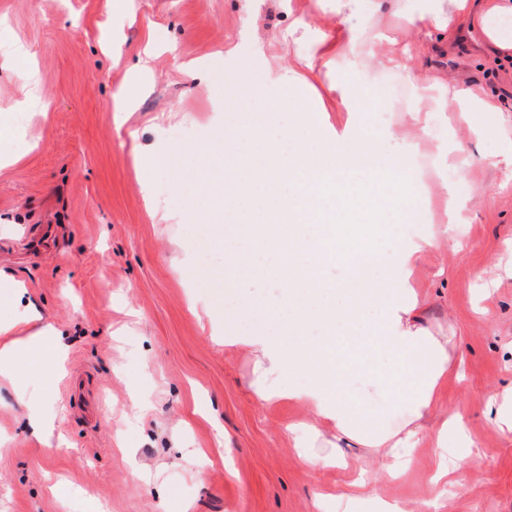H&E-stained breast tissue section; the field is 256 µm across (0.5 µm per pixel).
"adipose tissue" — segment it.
I'll use <instances>...</instances> for the list:
<instances>
[{
	"instance_id": "1",
	"label": "adipose tissue",
	"mask_w": 512,
	"mask_h": 512,
	"mask_svg": "<svg viewBox=\"0 0 512 512\" xmlns=\"http://www.w3.org/2000/svg\"><path fill=\"white\" fill-rule=\"evenodd\" d=\"M510 18L512 0H427L409 18L407 31L420 43L433 32H446L450 22H478L494 50L512 51V39L490 25ZM373 41L374 50L367 52L344 28L336 30L338 48L371 82L381 67L375 50L392 39L379 32ZM336 91L348 107L341 129L317 122L296 101L287 104L292 121L279 137H272L263 112L241 113L224 129L231 141L237 129L247 130L251 143L224 183V216L228 223L251 226L244 259L282 288L279 322L249 319L243 343L263 357L259 400L312 407L315 422L293 429L308 466H336L335 454L310 450L329 426L337 437L387 450L394 459L390 475L398 479L412 461L448 373V345L417 324V297L408 283L419 254L437 246L439 237L396 240L385 257L362 245L366 224L422 223L420 177L408 162V147L387 150L374 136L367 88L344 77ZM339 264L344 275L328 278L327 269ZM0 287L12 289L22 302L0 320V375L14 378L18 347H26L28 367L37 369L43 349L57 347L59 333L40 327V310L26 301L24 282L0 271ZM373 393L394 405L408 404L411 418L397 430L384 429L381 416L363 401ZM436 445L438 476L486 466L459 418L443 420Z\"/></svg>"
}]
</instances>
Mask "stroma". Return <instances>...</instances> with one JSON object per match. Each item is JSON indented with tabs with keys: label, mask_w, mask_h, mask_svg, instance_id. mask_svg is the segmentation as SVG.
Here are the masks:
<instances>
[{
	"label": "stroma",
	"mask_w": 512,
	"mask_h": 512,
	"mask_svg": "<svg viewBox=\"0 0 512 512\" xmlns=\"http://www.w3.org/2000/svg\"><path fill=\"white\" fill-rule=\"evenodd\" d=\"M418 4L380 0L345 23L355 38L375 27L395 40L373 87L392 115L380 132L413 122L417 90L395 62L418 53L403 33ZM335 5L0 0V120L18 130L0 141V269L66 335L64 365L49 350L39 370H22L25 400L0 380V512H342L364 480L407 512H512V432L486 415L489 396L512 386V166L499 161L512 150V53L494 54L479 32L421 59L437 97L465 87L498 109L473 115L492 128L485 138L456 113L428 114L410 151L427 185L420 229L447 233L410 283L450 362L406 476L392 479L351 440L336 448L346 466H307L288 427L311 422L310 410L259 403V353L224 344L225 324L277 308L271 287L214 240L215 188L230 174L214 138L239 107L288 120V98L340 126L331 85L345 59L305 66L333 33ZM290 69L305 81L283 82ZM452 134L464 150L450 149ZM462 182L452 225L445 199ZM33 405L52 416L51 440L25 429ZM453 416L489 468L434 486L436 430Z\"/></svg>",
	"instance_id": "1"
}]
</instances>
